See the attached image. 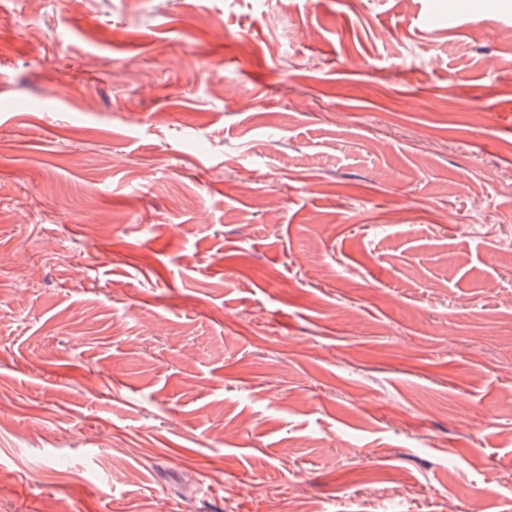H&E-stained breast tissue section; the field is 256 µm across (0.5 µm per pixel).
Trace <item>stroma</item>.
<instances>
[{"mask_svg":"<svg viewBox=\"0 0 512 512\" xmlns=\"http://www.w3.org/2000/svg\"><path fill=\"white\" fill-rule=\"evenodd\" d=\"M477 505L512 0H0V512Z\"/></svg>","mask_w":512,"mask_h":512,"instance_id":"1","label":"stroma"}]
</instances>
